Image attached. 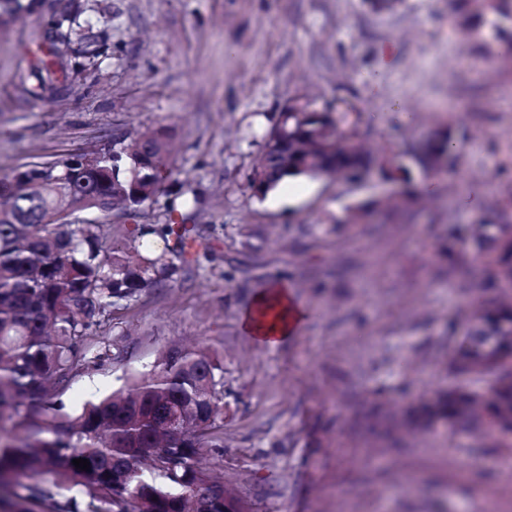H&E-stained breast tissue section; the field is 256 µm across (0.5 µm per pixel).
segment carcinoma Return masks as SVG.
Returning a JSON list of instances; mask_svg holds the SVG:
<instances>
[{"mask_svg":"<svg viewBox=\"0 0 512 512\" xmlns=\"http://www.w3.org/2000/svg\"><path fill=\"white\" fill-rule=\"evenodd\" d=\"M14 16H47L40 43L46 60L39 88L56 82V34L69 54L80 6L69 0H5ZM488 15L509 17L512 0H454L462 30ZM304 129L297 113L282 112L274 129L288 128V157L313 156V166L346 182L377 158L401 154L402 144L366 146L353 109L312 113ZM451 129L410 145L435 172ZM149 146L160 171L143 176L138 144ZM169 143L158 131L140 133L90 157L34 163L23 181L0 179V478L27 475L9 512H250L240 498H224V482L210 457L224 447L223 369L204 349L168 348L150 370L124 387L69 413L60 400L81 366L111 360L109 346L85 345L88 331L171 281L177 267L166 254H141L104 238L101 217L155 199L170 173ZM268 187L302 171L281 170L266 149ZM448 265L479 271L477 295L449 354L451 371L473 387L450 388L440 401L411 412L418 427L434 419L452 434L512 443V224L448 226ZM87 459L83 471L74 459Z\"/></svg>","mask_w":512,"mask_h":512,"instance_id":"carcinoma-1","label":"carcinoma"}]
</instances>
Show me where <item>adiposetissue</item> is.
<instances>
[{
    "label": "adipose tissue",
    "instance_id": "ef3b65f1",
    "mask_svg": "<svg viewBox=\"0 0 512 512\" xmlns=\"http://www.w3.org/2000/svg\"><path fill=\"white\" fill-rule=\"evenodd\" d=\"M305 316L291 285L272 280L254 294L239 319V327L257 345L274 349L298 333Z\"/></svg>",
    "mask_w": 512,
    "mask_h": 512
}]
</instances>
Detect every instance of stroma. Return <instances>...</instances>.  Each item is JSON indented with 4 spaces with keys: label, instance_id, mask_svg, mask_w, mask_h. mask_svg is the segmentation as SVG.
Here are the masks:
<instances>
[{
    "label": "stroma",
    "instance_id": "stroma-1",
    "mask_svg": "<svg viewBox=\"0 0 512 512\" xmlns=\"http://www.w3.org/2000/svg\"><path fill=\"white\" fill-rule=\"evenodd\" d=\"M100 54L69 58L70 77L44 92L29 75L47 28L37 12L0 27V178L35 162L103 149L113 138L163 132L172 173L137 212H110L115 245L141 244L146 224L203 237L196 264L94 328L111 361L79 369L67 408L122 387L179 343L224 366V445L213 454L251 512H512V447L414 432L402 411L451 386V330L471 300L473 273L438 250L448 225L475 220L460 200L484 191V214L512 203V41L487 28L456 31L448 0H405L375 15L362 0H97ZM393 43L384 64L378 50ZM488 58L493 70L466 68ZM379 73L407 100L414 124L365 94ZM346 102L362 140H419L455 122L472 141L423 195L424 177L359 186L322 177L292 204L258 197L249 176L263 136L289 101ZM395 199L346 228L348 209ZM274 278L292 285L309 318L276 349L254 343L239 317Z\"/></svg>",
    "mask_w": 512,
    "mask_h": 512
}]
</instances>
